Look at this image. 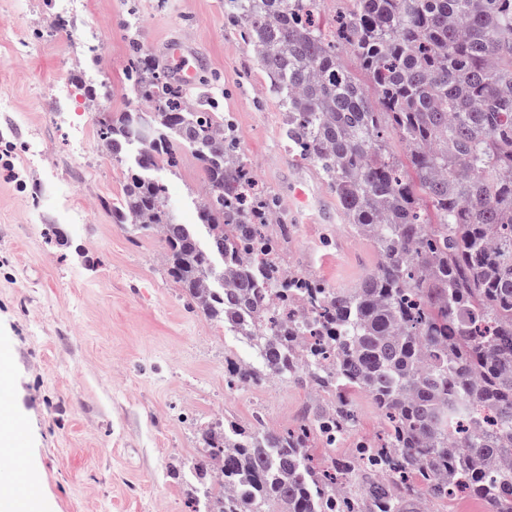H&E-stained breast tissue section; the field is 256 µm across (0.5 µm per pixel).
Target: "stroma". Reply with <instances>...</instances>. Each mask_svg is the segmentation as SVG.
I'll return each mask as SVG.
<instances>
[{"mask_svg":"<svg viewBox=\"0 0 512 512\" xmlns=\"http://www.w3.org/2000/svg\"><path fill=\"white\" fill-rule=\"evenodd\" d=\"M131 23L150 54L177 35L202 51L196 88L217 95L256 181L284 204L296 269L352 288L380 259L316 200L292 224L295 184L312 164L289 152L286 116L224 0H75L66 13L55 0H0V104L19 122L0 123V352L45 512H190L183 476L205 454V425L247 428L260 411L285 431L305 406L330 403L284 378L232 380L228 368L250 359L248 347L191 307L158 235L114 224L100 207L134 167L96 137L98 113L139 103L125 74ZM24 41L34 49L21 58ZM150 175L179 221L195 223L203 181L191 151L176 171L161 164ZM349 401L358 424L337 441L340 457L384 429L368 394Z\"/></svg>","mask_w":512,"mask_h":512,"instance_id":"obj_1","label":"stroma"}]
</instances>
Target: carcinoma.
Listing matches in <instances>:
<instances>
[{
	"label": "carcinoma",
	"mask_w": 512,
	"mask_h": 512,
	"mask_svg": "<svg viewBox=\"0 0 512 512\" xmlns=\"http://www.w3.org/2000/svg\"><path fill=\"white\" fill-rule=\"evenodd\" d=\"M316 2L224 0V14L286 111L288 146L376 245L380 261L359 287L284 276L270 258L282 206L256 191L235 125L135 39L127 80L150 111L103 113L97 138L116 158L135 153L142 171L162 162L174 172L190 148L207 239L199 245L166 186L141 174L101 207L161 237L193 308L251 319L235 334L260 366L234 371L237 381L273 374L336 401L286 433L203 429L224 489H236L222 512H412L422 491L512 512V0H348L330 29ZM343 47L370 88L341 62ZM143 124L154 137L133 139ZM389 132L406 160L388 151ZM355 391L375 401L383 435L314 464L311 436L331 448L357 426ZM356 472L359 490L340 493L336 476Z\"/></svg>",
	"instance_id": "obj_1"
}]
</instances>
